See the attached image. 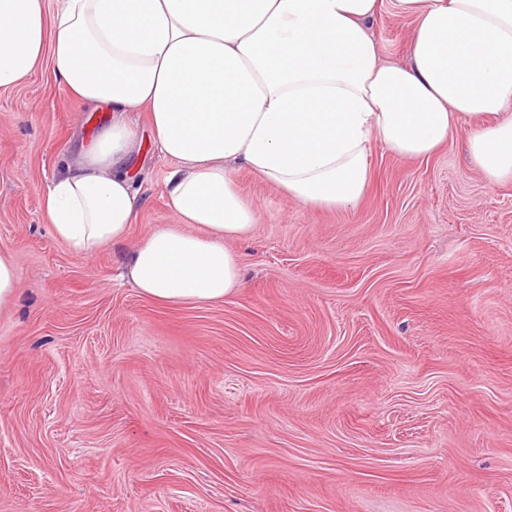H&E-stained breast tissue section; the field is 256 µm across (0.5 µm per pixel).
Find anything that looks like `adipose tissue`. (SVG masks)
Instances as JSON below:
<instances>
[{"mask_svg":"<svg viewBox=\"0 0 512 512\" xmlns=\"http://www.w3.org/2000/svg\"><path fill=\"white\" fill-rule=\"evenodd\" d=\"M382 0H0V88L50 63L60 87L112 120L42 194V215L77 255L126 241L142 201L131 162L143 112L174 166V224L154 227L121 273L172 306L219 302L241 285L226 245L257 221L244 169L312 210L356 205L369 153L426 158L473 122L472 166L512 182V0H395L406 62L370 33ZM196 232H188V225Z\"/></svg>","mask_w":512,"mask_h":512,"instance_id":"ef3b65f1","label":"adipose tissue"}]
</instances>
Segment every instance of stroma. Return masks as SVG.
<instances>
[{"label":"stroma","instance_id":"1","mask_svg":"<svg viewBox=\"0 0 512 512\" xmlns=\"http://www.w3.org/2000/svg\"><path fill=\"white\" fill-rule=\"evenodd\" d=\"M371 33L407 59L384 0ZM41 68L0 89V512H512V183L373 145L354 207L312 211L247 171L243 286L163 306L78 256L40 197L107 118ZM132 238L174 223L142 112ZM18 267L13 257L0 255V311L10 308L17 297Z\"/></svg>","mask_w":512,"mask_h":512}]
</instances>
